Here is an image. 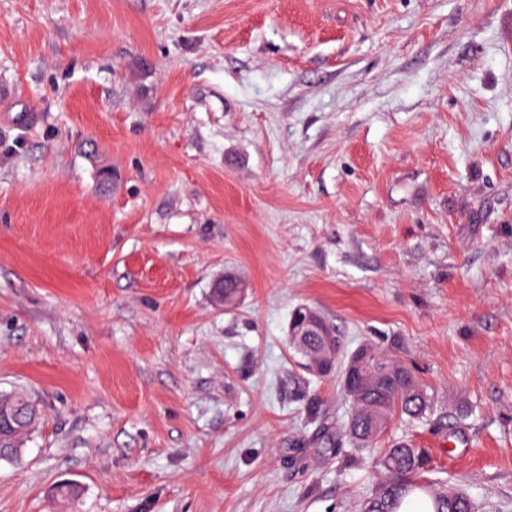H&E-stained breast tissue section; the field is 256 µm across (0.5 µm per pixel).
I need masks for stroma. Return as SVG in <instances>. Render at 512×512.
I'll use <instances>...</instances> for the list:
<instances>
[{
	"instance_id": "stroma-1",
	"label": "stroma",
	"mask_w": 512,
	"mask_h": 512,
	"mask_svg": "<svg viewBox=\"0 0 512 512\" xmlns=\"http://www.w3.org/2000/svg\"><path fill=\"white\" fill-rule=\"evenodd\" d=\"M246 291L214 301L224 275ZM435 398L373 454L293 310ZM0 512H360L406 440L512 512V0H0ZM288 335L289 344L299 350H304L306 338L312 336L309 339V348L312 354H315L320 348L322 340L318 336H325L328 340H332L333 337L325 321L307 306H300L293 312ZM19 400L29 403L27 414L14 417L13 409ZM31 398L21 388L0 393V414L8 419V424L0 427V460L20 463L24 454V442L41 417L38 406L31 409Z\"/></svg>"
}]
</instances>
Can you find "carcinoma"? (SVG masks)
<instances>
[{
	"mask_svg": "<svg viewBox=\"0 0 512 512\" xmlns=\"http://www.w3.org/2000/svg\"><path fill=\"white\" fill-rule=\"evenodd\" d=\"M370 357L380 380L363 398L352 400L353 410L344 430L346 444L358 452L373 447L378 434L395 413L421 421L434 409L433 395L404 366L375 347ZM20 400L31 401L21 388L0 393V414L8 419V424L0 426V460L14 463L22 461L24 442L41 417L37 408L14 417V406ZM428 465L429 456L423 448L402 442L388 449L381 461L384 479L361 512H399L405 500L418 491L428 497L432 512H477L475 502L464 490L436 491L426 484ZM79 494L77 483L63 482L55 487L52 500L62 505Z\"/></svg>",
	"mask_w": 512,
	"mask_h": 512,
	"instance_id": "obj_1",
	"label": "carcinoma"
}]
</instances>
